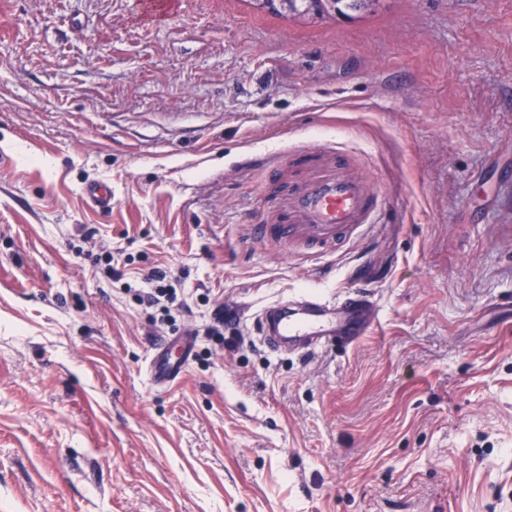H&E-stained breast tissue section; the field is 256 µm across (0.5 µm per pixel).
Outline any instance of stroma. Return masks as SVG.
<instances>
[{"label":"stroma","mask_w":512,"mask_h":512,"mask_svg":"<svg viewBox=\"0 0 512 512\" xmlns=\"http://www.w3.org/2000/svg\"><path fill=\"white\" fill-rule=\"evenodd\" d=\"M322 137L384 224L323 258L254 239L308 176L265 160ZM156 267L165 321L134 298ZM352 282L359 342L257 336ZM0 512H512V0H0ZM292 1L291 8L288 10V14L297 15H311L314 17H324L325 15L330 17L340 16L346 19H353L355 15L362 12H374L375 8L368 10L375 3H379L380 0H330L334 3L333 11H323L317 8L315 5H310L309 2L312 0H289ZM372 1V3H367ZM84 198L99 210L112 208V190L103 182L87 185L82 192ZM172 341H161L154 348V353L148 366V376L151 384L157 388H167L177 382L183 375L190 361L192 343L183 340L179 343V357L172 360L170 345Z\"/></svg>","instance_id":"stroma-1"}]
</instances>
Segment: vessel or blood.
Returning a JSON list of instances; mask_svg holds the SVG:
<instances>
[{
    "mask_svg": "<svg viewBox=\"0 0 512 512\" xmlns=\"http://www.w3.org/2000/svg\"><path fill=\"white\" fill-rule=\"evenodd\" d=\"M292 161L310 166L302 187L293 191L268 224L255 227L258 239L298 242L307 254H335L344 243L366 228L378 225V195L367 180L354 172L347 157L334 142L321 141L290 152ZM84 198L100 210L112 207V190L103 182L87 185ZM376 316V306L367 294L349 292L333 298L309 293L294 301H283L264 309L259 327L268 348L278 351L281 344L301 343L315 351L343 339L356 343L364 336ZM180 355L171 358L169 342H159L150 359L151 384L167 388L186 370L191 341L180 343Z\"/></svg>",
    "mask_w": 512,
    "mask_h": 512,
    "instance_id": "obj_1",
    "label": "vessel or blood"
}]
</instances>
